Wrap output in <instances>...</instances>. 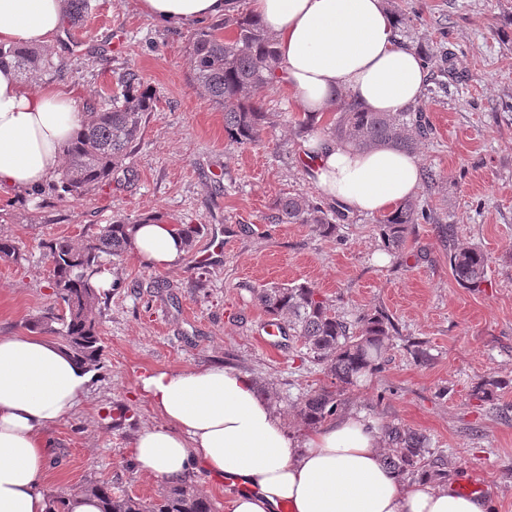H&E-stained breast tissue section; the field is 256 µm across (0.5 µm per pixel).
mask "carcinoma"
<instances>
[{"label":"carcinoma","mask_w":512,"mask_h":512,"mask_svg":"<svg viewBox=\"0 0 512 512\" xmlns=\"http://www.w3.org/2000/svg\"><path fill=\"white\" fill-rule=\"evenodd\" d=\"M88 9L89 0H69L68 22L83 19ZM223 29L233 30V37L225 38ZM188 44L192 81L224 112L227 139L242 148L259 145L268 130L276 126L273 115L263 111L255 100L256 92L269 84L279 64L273 36L248 15L228 14L224 22L192 34ZM3 63L12 64L25 78L61 72L50 57L27 45L0 46V65ZM155 106V93L143 77L133 69L125 71L118 77L117 90L108 103L86 111L76 137L63 147L66 162L58 181L47 185V191L60 198H75L107 181L130 157ZM334 108L336 118L329 134L358 150L387 146L413 153L431 131L419 106L403 112H367L338 93ZM294 124L298 133L308 134L320 126L319 116L303 112ZM160 219L162 216L156 214L134 222L118 219L79 242L68 238L49 241L46 248L52 265L49 288L53 303L30 320L29 328L56 335L60 346L88 368L100 369L99 316L108 298L97 290L93 279L102 268L117 265L134 253L135 225ZM345 219V213L304 193L279 199L271 214L275 224H310L325 236L334 235L336 221ZM437 223L434 209H426L412 199L376 219L379 237L388 252L402 250L413 225ZM173 230L190 250L204 227L180 222L173 225ZM489 263L488 255L475 245L448 251L452 276L462 288L482 287ZM252 293L267 315L282 321L281 329L300 338L328 378L297 406L305 425L317 426L336 415L347 388L379 371L383 348L394 331L387 314L375 311L357 324H349L336 315L315 287L305 283H271ZM499 388L498 381L484 380L475 386V396L492 401ZM383 431L390 445L384 462L400 478L427 483L448 479L443 456L431 451L423 435L396 425H386ZM81 493L100 499L102 512H213L209 499L186 482L171 483L149 500L117 491L105 481H90Z\"/></svg>","instance_id":"1"}]
</instances>
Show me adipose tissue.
I'll list each match as a JSON object with an SVG mask.
<instances>
[{
	"instance_id": "obj_1",
	"label": "adipose tissue",
	"mask_w": 512,
	"mask_h": 512,
	"mask_svg": "<svg viewBox=\"0 0 512 512\" xmlns=\"http://www.w3.org/2000/svg\"><path fill=\"white\" fill-rule=\"evenodd\" d=\"M156 23L180 29L235 12L236 0H139ZM276 39L277 79L305 112H325L334 92L369 112L417 104L429 71L402 41L384 0H251ZM64 0H0V44H53ZM84 115L62 87L33 90L0 67V192L43 185L62 167L63 145ZM300 155L324 198L383 213L420 188L417 156L357 151L309 137ZM135 253L152 268L182 264L186 250L166 223L137 225ZM90 372L38 334L0 335V512H48L40 485L45 433L81 404ZM139 396L162 417L143 428L132 455L144 475L177 481L196 472L243 489L228 512H488L487 500L446 486H406L383 462L378 429L355 416L288 435L249 376L215 362L144 371Z\"/></svg>"
}]
</instances>
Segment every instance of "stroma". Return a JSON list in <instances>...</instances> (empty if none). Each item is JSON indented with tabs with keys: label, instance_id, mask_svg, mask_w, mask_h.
Instances as JSON below:
<instances>
[{
	"label": "stroma",
	"instance_id": "stroma-1",
	"mask_svg": "<svg viewBox=\"0 0 512 512\" xmlns=\"http://www.w3.org/2000/svg\"><path fill=\"white\" fill-rule=\"evenodd\" d=\"M385 3L415 13L413 46L448 49V60L433 58L432 74L453 73L447 91L421 100L432 133L418 157L441 179L416 198L440 224L454 225L455 237L446 240L440 224H418L396 254L385 251L370 214L350 213L334 237L306 224L269 223L279 198L321 195L290 122L300 110L281 84L256 98L284 121L263 144L244 149L228 141L223 112L189 78L193 27L162 28L137 0H92L80 25L63 26L47 50L61 74L30 78L31 89L66 86L83 110L102 104L131 68L155 88L157 107L124 167L82 197L0 193V237L21 254L0 260V335L25 332L51 302L45 242L150 213L204 231L178 267L152 268L134 257L116 269L120 286L100 316L103 367L93 371L80 407L46 436L44 496L94 480L144 499L165 487L131 455L137 432L162 422L136 395L146 369L224 363L268 388L287 432L303 436L294 405L324 374L296 338L267 334L252 290L309 283L345 321L379 310L397 327L381 371L345 391L339 415L421 433L445 457L451 484L478 476L492 512H512V415L502 414L512 408V0ZM453 244H474L489 256L479 290L453 279ZM203 251L210 261L199 262ZM416 342L429 363L415 362ZM483 377L504 381L497 405L474 397ZM119 406L133 408L134 419L109 421Z\"/></svg>",
	"mask_w": 512,
	"mask_h": 512
}]
</instances>
